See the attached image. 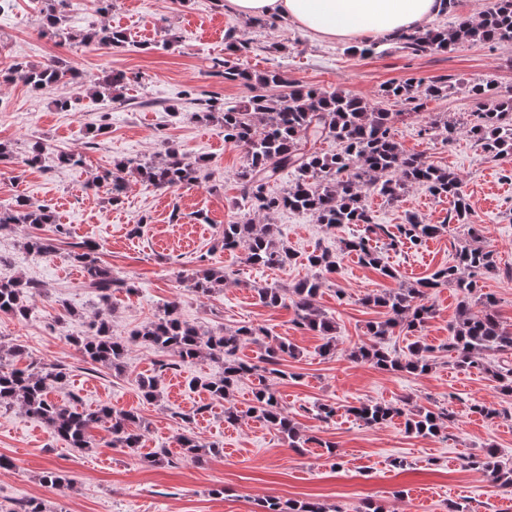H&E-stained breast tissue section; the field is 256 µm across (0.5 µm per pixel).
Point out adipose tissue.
I'll list each match as a JSON object with an SVG mask.
<instances>
[{
  "mask_svg": "<svg viewBox=\"0 0 512 512\" xmlns=\"http://www.w3.org/2000/svg\"><path fill=\"white\" fill-rule=\"evenodd\" d=\"M251 17H283L303 30L332 40L379 38L422 26L441 0H228Z\"/></svg>",
  "mask_w": 512,
  "mask_h": 512,
  "instance_id": "obj_1",
  "label": "adipose tissue"
}]
</instances>
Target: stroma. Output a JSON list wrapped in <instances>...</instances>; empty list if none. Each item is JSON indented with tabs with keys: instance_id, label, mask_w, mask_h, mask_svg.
I'll return each instance as SVG.
<instances>
[{
	"instance_id": "stroma-1",
	"label": "stroma",
	"mask_w": 512,
	"mask_h": 512,
	"mask_svg": "<svg viewBox=\"0 0 512 512\" xmlns=\"http://www.w3.org/2000/svg\"><path fill=\"white\" fill-rule=\"evenodd\" d=\"M39 9L36 0H12L0 12V70L17 62L40 65L58 59L90 81L110 71L123 72L126 80L119 98L110 103L76 87L37 91L19 81L0 83V143L17 156L38 141L52 147L41 166L0 165V204L24 196L32 205L49 207L55 224L70 229L67 242L49 256L24 249L26 237L35 231L30 226L0 230V281L23 277L44 286L31 299V318L0 313V344L24 346L18 367L36 361L68 368L66 381L49 388L54 401L137 413L142 440L136 453L114 448L110 429L98 427L92 431L94 447L73 448L19 407L2 406L0 459L11 468L0 471V504L35 500L46 512H259L260 501L275 496L318 502L326 512H371L375 507L380 512H455L459 507L464 512H512V491L466 465L468 456L486 448L512 464V395L501 392L487 370L454 365L447 347L463 298L457 288L429 293L434 314L418 337L434 350L428 373L388 372L350 356L366 342L368 322L383 317L381 310L362 306L361 297L428 277L469 244L464 226L448 222L451 200L418 186L392 204L367 194L375 223L391 227L414 214L426 223L450 226L422 246L383 250L385 263L396 272L392 279L340 251L339 238L362 234V225L330 231L312 214L289 210L271 221L295 263L248 265L242 252L220 245L225 224L244 210L236 180L244 152L216 128L192 119L195 107L184 96L191 90L201 98L247 101L251 88L225 80L217 65L224 58L241 69L279 70L291 84L343 91L372 103L380 101L385 86L410 78L428 84L448 77L460 84V91L424 99L419 113L403 115L395 125L396 138L405 152L424 155L461 178L471 220L481 225L498 268L478 284L493 295L496 311L512 329V156L488 158L469 136L473 103L464 91L465 85L486 78L512 91V43L416 56L388 42L363 56L349 51L347 41L319 39L284 18L267 27L250 25L247 17L228 9L226 0H189L184 6L175 0H112L106 14L94 0H71L68 34L54 37L43 34ZM105 23L126 31L125 46L77 41V34ZM229 34L241 45L232 55L224 50ZM62 96L70 98L71 109L55 106ZM104 112L110 129L101 135L96 128ZM434 115L455 121L452 142L435 132L423 134ZM166 139L198 162L195 184L159 190L133 180L117 203L106 190L87 189V182L113 163L158 158ZM61 151L82 153L83 164L59 166ZM55 224L35 232L52 235ZM88 241L97 244L104 266L138 286L137 292L112 297V334L129 344L119 371L90 363L74 343L89 333L97 309L71 258L74 244ZM315 250L336 256L337 270L326 275L318 296L319 307L337 323L336 350L330 355L321 354V337L295 324L292 308L266 307L255 292L259 286L287 289L310 276L306 257ZM203 253L229 280L224 291L208 299L183 284ZM173 300L185 321L205 330L263 328L265 337L239 350L242 360L260 363L275 339L292 345L293 355L279 364L284 377L269 376L267 384L306 437L305 447H290L286 435L247 417L257 379L239 383L223 403L200 387L220 376V365L203 358L179 360L162 371L160 353L131 342V333ZM418 338L397 332L385 347L405 358ZM142 376L157 377V400L143 398ZM364 402L390 405L400 414L370 427L350 412ZM475 404L498 413L472 412ZM228 405L243 411L241 423L225 422ZM322 405L333 407V415L320 417ZM418 408L447 409L451 420L436 437L408 433L403 414ZM180 433L219 443L223 452L199 464L182 458L174 442ZM331 442L336 445L332 451L327 448ZM147 454L159 456V463H144ZM50 469L64 478L63 486L43 483Z\"/></svg>"
}]
</instances>
